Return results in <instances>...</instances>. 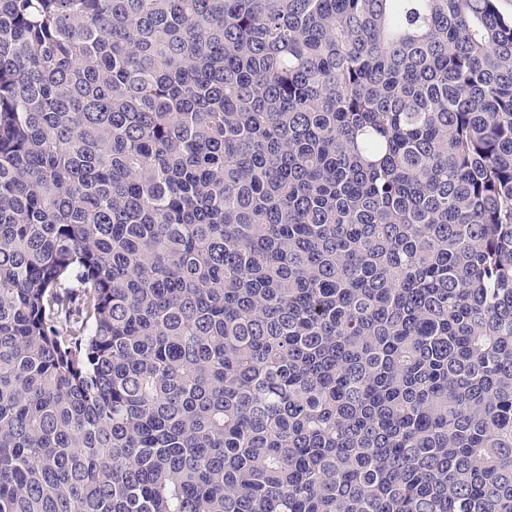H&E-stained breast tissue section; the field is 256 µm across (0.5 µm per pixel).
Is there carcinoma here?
I'll return each instance as SVG.
<instances>
[{"label": "carcinoma", "instance_id": "carcinoma-1", "mask_svg": "<svg viewBox=\"0 0 512 512\" xmlns=\"http://www.w3.org/2000/svg\"><path fill=\"white\" fill-rule=\"evenodd\" d=\"M0 512H512L496 0H0Z\"/></svg>", "mask_w": 512, "mask_h": 512}]
</instances>
